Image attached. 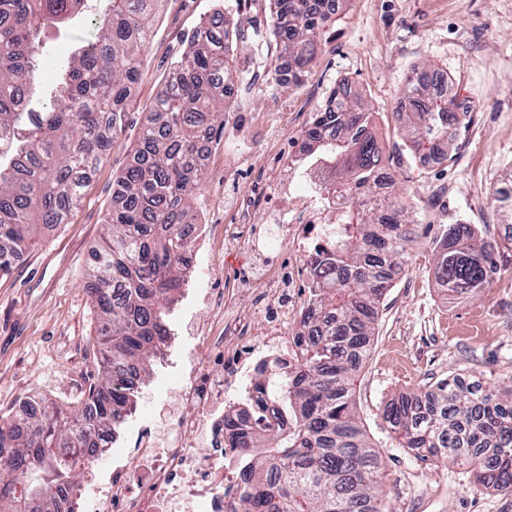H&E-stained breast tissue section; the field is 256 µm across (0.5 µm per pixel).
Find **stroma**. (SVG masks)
Masks as SVG:
<instances>
[{"mask_svg": "<svg viewBox=\"0 0 512 512\" xmlns=\"http://www.w3.org/2000/svg\"><path fill=\"white\" fill-rule=\"evenodd\" d=\"M231 5L238 21L235 63L247 72L242 99H227L224 137L212 147L202 188L192 200L209 242H219L215 211L232 220L242 182H225L244 147L256 154L290 149L308 154L304 132L342 80L359 89L374 114L376 134L398 190L410 193L416 215L394 288L380 308L368 359L355 375L357 416L383 462L389 512H512V495L479 487L468 467L426 464L401 448L382 416L388 401L451 375L503 392L512 387V256L477 298L452 299L434 276L439 225H477L486 237L512 234L493 192L512 175V0H338L333 24L300 86L282 89L269 0H165L153 23L147 61L127 104L126 126L101 161L88 192L67 223L48 231L0 275V412L17 413L40 396L71 409L97 377L91 341L97 316L88 297L91 250L115 200L113 183L128 162L145 117L190 35L213 12ZM93 11L52 31L43 54L41 101L55 66L94 32ZM432 67L447 74L461 111L470 115L453 156L411 158L393 121L406 109L401 93L410 73ZM178 382L155 363L134 421L149 419Z\"/></svg>", "mask_w": 512, "mask_h": 512, "instance_id": "1", "label": "stroma"}]
</instances>
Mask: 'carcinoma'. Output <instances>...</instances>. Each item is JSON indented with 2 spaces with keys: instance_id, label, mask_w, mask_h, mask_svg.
I'll use <instances>...</instances> for the list:
<instances>
[{
  "instance_id": "carcinoma-1",
  "label": "carcinoma",
  "mask_w": 512,
  "mask_h": 512,
  "mask_svg": "<svg viewBox=\"0 0 512 512\" xmlns=\"http://www.w3.org/2000/svg\"><path fill=\"white\" fill-rule=\"evenodd\" d=\"M161 0H101L98 35L58 64L44 112H21L17 99L40 81L47 29L88 0H0V272L61 224L82 198L112 140L125 127L130 85L144 66ZM279 58L275 84L298 86L318 55L336 6L271 0ZM234 19H212L176 62V76L147 107L131 158L115 181L112 207L95 251L91 302L99 317L101 378L71 410L47 407L17 418L0 414V512H59L58 499L80 487L78 458L91 437H117L139 391L128 378L149 375L170 335L171 306L188 241L180 225L200 190L198 154L224 136V86L234 64ZM434 72L408 77L411 95H430ZM411 155L453 146L467 113L449 97L419 112L393 113ZM309 169L342 225L315 254L313 294L296 335V362L273 377L258 371L255 411L278 425L256 433L240 414L224 415V438L238 449L242 491L235 512H387L379 452L355 417L352 375L369 356L380 305L410 233L414 206L385 175L373 115L351 87L314 113L305 131ZM434 274L448 296L481 295L503 269L499 245L473 224H450L433 240ZM383 417L401 447L422 461L461 462L476 484L512 494V388L508 398L460 378L442 379L391 402ZM27 481L16 491V477Z\"/></svg>"
}]
</instances>
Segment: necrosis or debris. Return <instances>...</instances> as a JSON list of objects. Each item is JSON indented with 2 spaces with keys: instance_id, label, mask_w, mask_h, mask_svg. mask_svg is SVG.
I'll return each mask as SVG.
<instances>
[{
  "instance_id": "obj_1",
  "label": "necrosis or debris",
  "mask_w": 512,
  "mask_h": 512,
  "mask_svg": "<svg viewBox=\"0 0 512 512\" xmlns=\"http://www.w3.org/2000/svg\"><path fill=\"white\" fill-rule=\"evenodd\" d=\"M262 212L276 235L265 238ZM223 225L222 245L247 246L258 265L240 268L227 288L211 291L201 311L193 352H178L179 384L161 411V425L130 432L121 446L103 437L81 461L86 489L69 493L64 512H231L241 487L236 449L224 440V412H249L251 375L259 365L283 368L296 350L290 325L303 311L293 289L311 274L336 217L326 211L306 174L269 177L253 169ZM244 315L230 313L242 295ZM221 371H214V364Z\"/></svg>"
}]
</instances>
